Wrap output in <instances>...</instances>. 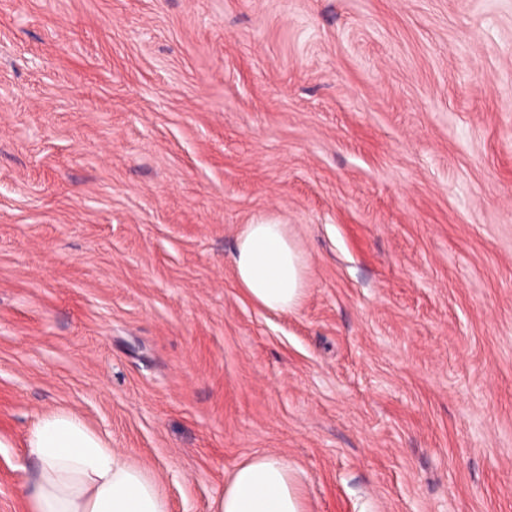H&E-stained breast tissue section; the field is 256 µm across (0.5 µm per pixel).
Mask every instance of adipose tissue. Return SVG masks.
<instances>
[{
  "mask_svg": "<svg viewBox=\"0 0 512 512\" xmlns=\"http://www.w3.org/2000/svg\"><path fill=\"white\" fill-rule=\"evenodd\" d=\"M236 280L260 308L294 312L307 285V258L287 225H244L233 257ZM35 470L31 512H170L153 476L88 429L77 415H44L26 437ZM212 512H305L286 458L256 454L240 462Z\"/></svg>",
  "mask_w": 512,
  "mask_h": 512,
  "instance_id": "ef3b65f1",
  "label": "adipose tissue"
}]
</instances>
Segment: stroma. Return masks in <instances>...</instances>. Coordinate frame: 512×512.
<instances>
[{"mask_svg":"<svg viewBox=\"0 0 512 512\" xmlns=\"http://www.w3.org/2000/svg\"><path fill=\"white\" fill-rule=\"evenodd\" d=\"M59 410L170 512H512V0H0V512ZM236 280L260 308L294 312L307 285V258L287 224L271 219L244 225L233 257ZM212 512H305L288 460L271 453L240 462Z\"/></svg>","mask_w":512,"mask_h":512,"instance_id":"35a3bbf8","label":"stroma"}]
</instances>
